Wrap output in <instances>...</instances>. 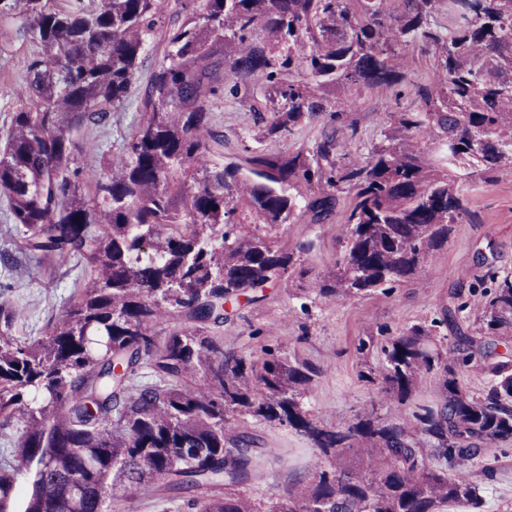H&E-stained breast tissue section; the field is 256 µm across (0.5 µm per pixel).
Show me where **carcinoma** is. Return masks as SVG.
<instances>
[{
  "instance_id": "1",
  "label": "carcinoma",
  "mask_w": 512,
  "mask_h": 512,
  "mask_svg": "<svg viewBox=\"0 0 512 512\" xmlns=\"http://www.w3.org/2000/svg\"><path fill=\"white\" fill-rule=\"evenodd\" d=\"M165 28L162 60L121 154L83 180L77 133L124 105L164 28L162 0H0L35 49L0 148V193L31 257L74 261L85 284L32 340L0 336V423L18 446L0 455V512H109L140 493L195 512H481L448 476L512 441V365L490 347L512 340V276L491 278L472 336L443 348L416 323L377 347L361 374L379 400L351 423L324 426L307 406L319 369L286 356L224 355L226 304L264 299L282 278L312 274L280 231L314 224L351 195L342 250L315 275L324 298H353L418 278L469 219L465 187L512 167V0H202ZM428 57L431 84L358 162L344 123L359 95L406 83L403 58ZM264 112L259 144L325 119L314 147L254 148L248 167L214 158L208 105L218 95ZM342 124L344 140L336 137ZM178 330L159 340L162 320ZM478 367L487 387L459 373ZM436 379L438 401L416 397ZM237 416L288 426L331 468L280 497L236 487L263 467Z\"/></svg>"
}]
</instances>
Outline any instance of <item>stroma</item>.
Here are the masks:
<instances>
[{
    "mask_svg": "<svg viewBox=\"0 0 512 512\" xmlns=\"http://www.w3.org/2000/svg\"><path fill=\"white\" fill-rule=\"evenodd\" d=\"M32 47L17 25L0 23V141L6 136L16 106L14 89ZM163 49L162 36H155L131 89L129 106L110 112L100 127L85 130L92 144L78 158L85 173L102 170L107 158L121 151ZM395 94L392 88L374 89L362 94L349 112V120L358 128L347 148L350 159H362L379 140L396 108ZM210 113L211 128L223 140L220 151L225 161L245 163L262 127L259 113L251 111L248 103L227 97L212 99ZM348 206V197H341L335 213L321 224L302 216L285 226L283 242L291 248L312 243L304 259L313 271L332 265L345 234ZM467 206L472 220L453 225L447 244L428 258L418 279L352 299H325L299 289L297 283H280L267 288L264 301L231 309L220 329L225 353L261 358L272 350L312 362L320 374L307 400L309 408L325 424L351 422L369 404L373 392L360 374L378 364L376 354L359 352L361 339L393 336L450 310L455 311L456 320L448 336L469 335L483 307L490 274L512 273V169L471 183ZM79 282L72 263L25 254L8 218V202L0 197V336L42 335L73 299ZM228 432L256 435L265 456V465L241 485L244 494L264 499L277 496L328 466L310 440L290 427L239 416L230 420ZM448 474L478 486L483 512H512L511 442L493 444L488 464L456 462L449 465Z\"/></svg>",
    "mask_w": 512,
    "mask_h": 512,
    "instance_id": "35a3bbf8",
    "label": "stroma"
}]
</instances>
